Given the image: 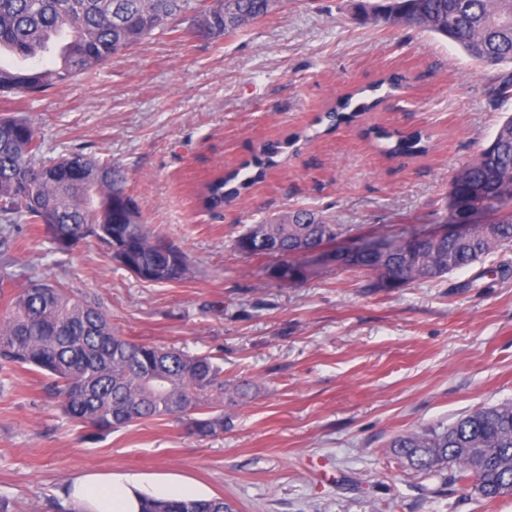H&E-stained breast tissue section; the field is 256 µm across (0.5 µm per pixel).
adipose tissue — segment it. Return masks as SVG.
<instances>
[{
    "label": "adipose tissue",
    "mask_w": 512,
    "mask_h": 512,
    "mask_svg": "<svg viewBox=\"0 0 512 512\" xmlns=\"http://www.w3.org/2000/svg\"><path fill=\"white\" fill-rule=\"evenodd\" d=\"M200 488L166 474L126 471L84 473L73 477L66 498L73 512H141L147 498L194 499Z\"/></svg>",
    "instance_id": "1"
}]
</instances>
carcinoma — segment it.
Returning a JSON list of instances; mask_svg holds the SVG:
<instances>
[{"instance_id": "carcinoma-1", "label": "carcinoma", "mask_w": 512, "mask_h": 512, "mask_svg": "<svg viewBox=\"0 0 512 512\" xmlns=\"http://www.w3.org/2000/svg\"><path fill=\"white\" fill-rule=\"evenodd\" d=\"M269 0H0V49L29 61L25 68L0 69V92L35 96L94 70L142 43L155 30L173 33L175 19L188 20L212 38L227 36L271 13ZM374 23L415 25L462 47L483 68L512 64V0H375L361 7ZM70 32L65 72L44 62L47 41ZM404 78L392 75L341 97L318 119L332 128L350 123L398 91ZM388 158L428 152L427 137L383 129L366 130ZM309 136L269 142L242 169L205 183L201 203L222 208L279 164L284 149ZM44 144L27 119L0 118V217L7 224H41L53 248L68 252L83 240L109 250L136 278L177 282L192 271L187 254L153 233L132 200L124 178L108 163L82 152L43 160ZM512 115L501 123L478 158L448 186L446 216L488 210L496 224H475L463 238L433 239L408 254H360L341 267L362 271L371 288H402L441 278L490 253L512 246ZM341 232L319 213L300 208L252 224L235 240L248 257L278 256L268 277L293 287L306 279L296 250L329 244ZM0 273V368L20 367L44 374L64 412L93 433L167 417L198 435L224 430L214 413L224 399V370L209 355L137 343L112 330L99 306L59 281L11 286ZM389 447L413 470L481 483L479 497H498L512 479V402L478 408L449 425L426 426L395 436ZM222 498L149 499L142 512H228Z\"/></svg>"}]
</instances>
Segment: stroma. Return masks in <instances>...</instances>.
I'll list each match as a JSON object with an SVG mask.
<instances>
[{
	"label": "stroma",
	"instance_id": "1",
	"mask_svg": "<svg viewBox=\"0 0 512 512\" xmlns=\"http://www.w3.org/2000/svg\"><path fill=\"white\" fill-rule=\"evenodd\" d=\"M361 0H281L221 38L177 22L37 99L0 92V115L34 126L45 154L80 150L127 179L142 220L190 256V278L137 279L95 243L53 250L42 225L0 244L16 284L49 278L95 299L119 334L221 357L224 429L210 436L148 419L91 437L50 398L41 373L0 370V497L11 512H63L66 481L111 469L171 474L234 512H512L442 476L410 469L395 435L512 401V249L405 288L315 265L288 288L268 259L236 252L252 224L307 208L342 234L434 230L448 184L495 134L512 66L481 68L456 45L406 25L362 22ZM397 73L404 88L360 122L298 142L245 195L207 211L204 183L254 148L310 131L352 89ZM376 124L425 130L427 154L386 158Z\"/></svg>",
	"mask_w": 512,
	"mask_h": 512
}]
</instances>
